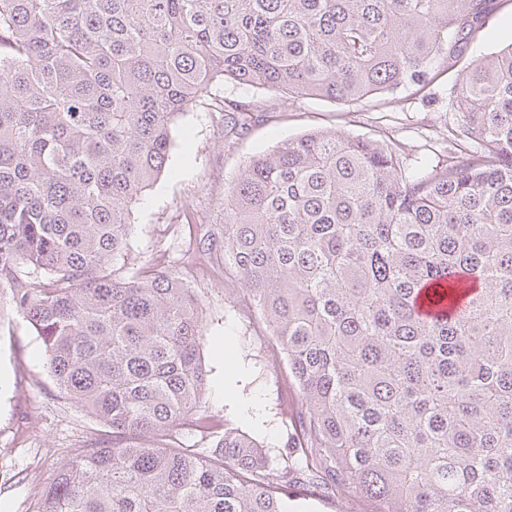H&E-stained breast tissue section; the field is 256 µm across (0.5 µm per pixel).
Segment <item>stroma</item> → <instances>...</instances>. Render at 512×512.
I'll list each match as a JSON object with an SVG mask.
<instances>
[{
  "mask_svg": "<svg viewBox=\"0 0 512 512\" xmlns=\"http://www.w3.org/2000/svg\"><path fill=\"white\" fill-rule=\"evenodd\" d=\"M511 43L512 0H499L465 56L488 55ZM456 77L452 69L425 88L347 105L315 96L290 99L283 111L229 141L218 103L255 104L273 93L228 80L213 85L172 130L169 166L134 211L128 269L171 270L194 289L205 323L207 413L215 424L231 422L256 438L272 463L281 461L300 401L286 371L266 359L264 318L239 285L225 280L218 255L199 246L206 229L224 222V184L253 156L316 129L399 144L410 169L459 156L451 136L461 122ZM92 424L85 410L57 392L28 321L1 311L0 512H37L34 485L52 481L66 447Z\"/></svg>",
  "mask_w": 512,
  "mask_h": 512,
  "instance_id": "stroma-1",
  "label": "stroma"
}]
</instances>
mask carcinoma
<instances>
[{"instance_id": "carcinoma-1", "label": "carcinoma", "mask_w": 512, "mask_h": 512, "mask_svg": "<svg viewBox=\"0 0 512 512\" xmlns=\"http://www.w3.org/2000/svg\"><path fill=\"white\" fill-rule=\"evenodd\" d=\"M494 0H0V294L57 391L106 429L66 450L38 512H512V42L458 73L454 140L317 130L224 187L219 254L300 400L283 462L206 422L203 313L178 273H126L172 128L215 83L356 102L423 88ZM281 100L224 103V136ZM464 308H459L462 299ZM192 427L204 454L180 443ZM288 512H358L356 502L343 499L322 498L297 492L286 500Z\"/></svg>"}]
</instances>
